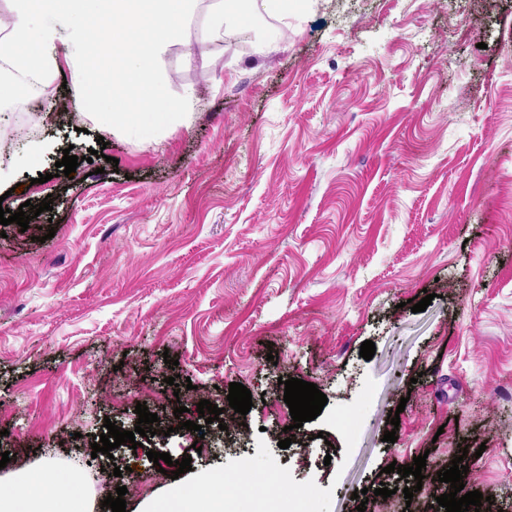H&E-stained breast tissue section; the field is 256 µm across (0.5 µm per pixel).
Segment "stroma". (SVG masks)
Instances as JSON below:
<instances>
[{"instance_id": "obj_1", "label": "stroma", "mask_w": 512, "mask_h": 512, "mask_svg": "<svg viewBox=\"0 0 512 512\" xmlns=\"http://www.w3.org/2000/svg\"><path fill=\"white\" fill-rule=\"evenodd\" d=\"M215 5L193 0L157 61L169 100L193 101L176 127L78 109L63 58L31 121L24 74L0 60V161L12 128L45 146L0 204L53 199L0 237V475L72 468L81 435L134 430L136 404L195 422L207 400L226 430L149 435L81 469L94 512L125 466L142 479L126 512L212 470L318 487L316 512H355L353 492L382 484L366 512H446L436 476L457 456L486 512H512V0H307L237 35L210 26ZM292 377L328 402L282 449ZM150 449L191 471L167 478ZM422 453L405 498L385 468Z\"/></svg>"}]
</instances>
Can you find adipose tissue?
<instances>
[{
  "instance_id": "1",
  "label": "adipose tissue",
  "mask_w": 512,
  "mask_h": 512,
  "mask_svg": "<svg viewBox=\"0 0 512 512\" xmlns=\"http://www.w3.org/2000/svg\"><path fill=\"white\" fill-rule=\"evenodd\" d=\"M191 0H9L0 58L42 84L51 83L58 58L70 63L82 88L80 107L112 104L113 122L149 129L183 122V105L169 101L156 59L180 32ZM304 0H217L211 24L235 31L251 17L298 15ZM77 473L42 464L16 482L0 483V512H87ZM199 496L182 499L181 512H224V474L202 477Z\"/></svg>"
}]
</instances>
